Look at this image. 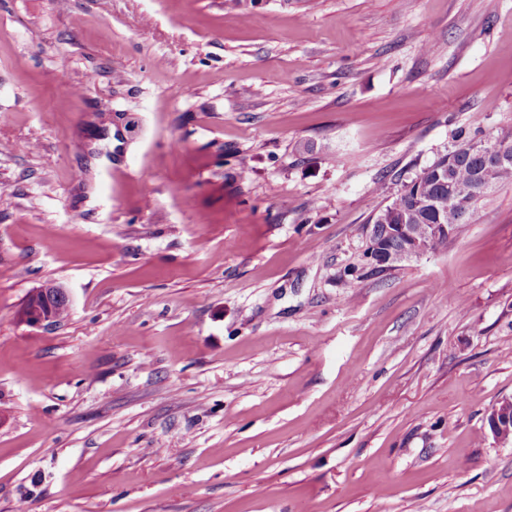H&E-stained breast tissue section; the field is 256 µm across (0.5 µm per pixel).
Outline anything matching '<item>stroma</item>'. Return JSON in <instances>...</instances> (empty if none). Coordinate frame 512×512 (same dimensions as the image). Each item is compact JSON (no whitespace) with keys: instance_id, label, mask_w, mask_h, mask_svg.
I'll use <instances>...</instances> for the list:
<instances>
[{"instance_id":"35a3bbf8","label":"stroma","mask_w":512,"mask_h":512,"mask_svg":"<svg viewBox=\"0 0 512 512\" xmlns=\"http://www.w3.org/2000/svg\"><path fill=\"white\" fill-rule=\"evenodd\" d=\"M506 127L512 0H0V512H512V186L360 266ZM471 141L458 145L438 158L437 163L435 161L422 168L409 180L413 183L409 193L407 191L400 193L398 190L389 203L375 210L365 228L364 249L367 258L375 266L387 267L405 259L421 257L431 252L430 245L434 253L442 251L447 248L448 242L458 234L462 224H467L470 216L463 218L460 211L466 216L475 202L465 200V193H460L453 187L448 176V167H444V176L450 185L448 192V184L438 175V171H441L439 167L446 162L451 167V179L459 189H467L477 183L487 184L489 190L512 185V162L500 164L494 160L493 156L486 155L492 153L494 147L483 140L472 142L471 151L473 152H471L469 147ZM417 194L420 198L431 200L434 205H438L443 210L442 221L445 224H434V212L430 207L419 206L420 201L416 200ZM450 204L457 206L460 210L453 206L448 207ZM403 215L408 218L405 223ZM391 224L396 233L405 240L404 250L399 254L393 252L401 251L403 244L389 232ZM409 224H415V227L428 225L422 229L413 230ZM448 224L455 231L450 239L447 236L450 235ZM373 229L386 244V247L393 252H388L383 248V243H380L375 237ZM435 237L439 238L432 241ZM365 252L363 253L364 257L366 256Z\"/></svg>"}]
</instances>
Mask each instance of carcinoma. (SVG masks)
Wrapping results in <instances>:
<instances>
[{"label":"carcinoma","instance_id":"cac0c4a2","mask_svg":"<svg viewBox=\"0 0 512 512\" xmlns=\"http://www.w3.org/2000/svg\"><path fill=\"white\" fill-rule=\"evenodd\" d=\"M444 164L451 167V179L460 189L477 183H485L491 190L512 185V162L500 164L491 156L472 152L467 141L458 145L415 174L410 179L413 183L410 192L396 193L389 203L375 210L370 223L388 249L399 252L403 247L402 242L389 232L391 225L407 222L420 227L434 223V212L419 205L418 196L438 205L443 210L442 221L454 231H459L468 222L458 208L448 205V184L438 175L439 167Z\"/></svg>","mask_w":512,"mask_h":512}]
</instances>
